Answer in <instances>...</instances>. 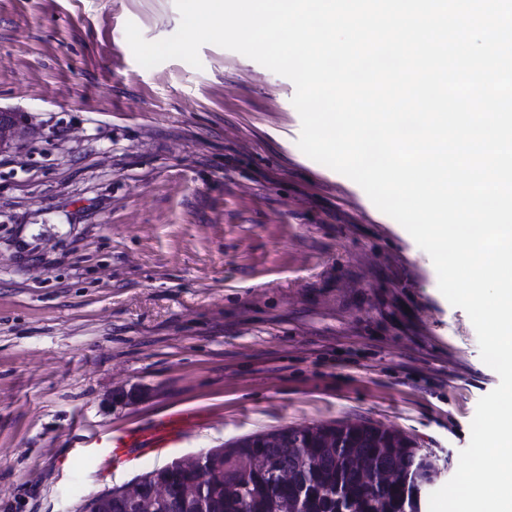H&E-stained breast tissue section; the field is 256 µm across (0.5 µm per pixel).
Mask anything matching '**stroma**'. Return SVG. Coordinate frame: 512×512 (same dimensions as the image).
<instances>
[{
    "label": "stroma",
    "mask_w": 512,
    "mask_h": 512,
    "mask_svg": "<svg viewBox=\"0 0 512 512\" xmlns=\"http://www.w3.org/2000/svg\"><path fill=\"white\" fill-rule=\"evenodd\" d=\"M174 0H0V512L83 500L285 426L361 421L455 474L499 384L429 255L297 146L295 86L213 44L142 67ZM204 425L112 469L98 435ZM27 136L24 120L16 112L0 109V148L17 145Z\"/></svg>",
    "instance_id": "35a3bbf8"
}]
</instances>
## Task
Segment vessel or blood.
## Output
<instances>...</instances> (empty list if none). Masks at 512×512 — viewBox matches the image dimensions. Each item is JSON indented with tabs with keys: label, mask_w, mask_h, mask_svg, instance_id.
<instances>
[{
	"label": "vessel or blood",
	"mask_w": 512,
	"mask_h": 512,
	"mask_svg": "<svg viewBox=\"0 0 512 512\" xmlns=\"http://www.w3.org/2000/svg\"><path fill=\"white\" fill-rule=\"evenodd\" d=\"M198 423L195 413L177 412L141 429L111 431L97 440L102 449V463L109 468L128 461L134 454L170 447L196 429Z\"/></svg>",
	"instance_id": "b4317fda"
}]
</instances>
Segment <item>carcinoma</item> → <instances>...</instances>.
Returning a JSON list of instances; mask_svg holds the SVG:
<instances>
[{
    "label": "carcinoma",
    "instance_id": "cac0c4a2",
    "mask_svg": "<svg viewBox=\"0 0 512 512\" xmlns=\"http://www.w3.org/2000/svg\"><path fill=\"white\" fill-rule=\"evenodd\" d=\"M206 493L212 512H424L438 476L404 433L365 422L285 427L220 449ZM174 488L196 473L148 472Z\"/></svg>",
    "mask_w": 512,
    "mask_h": 512
}]
</instances>
